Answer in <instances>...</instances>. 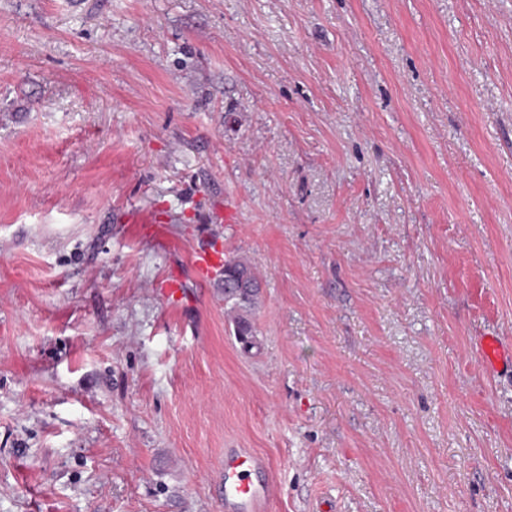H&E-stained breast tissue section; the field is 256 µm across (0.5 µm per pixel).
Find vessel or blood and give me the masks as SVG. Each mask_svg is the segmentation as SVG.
<instances>
[{
  "instance_id": "b4317fda",
  "label": "vessel or blood",
  "mask_w": 512,
  "mask_h": 512,
  "mask_svg": "<svg viewBox=\"0 0 512 512\" xmlns=\"http://www.w3.org/2000/svg\"><path fill=\"white\" fill-rule=\"evenodd\" d=\"M191 265L199 281L221 278L224 270L223 239L214 236L199 244L192 253ZM479 350L486 371H495L500 360L512 361V346L504 345L500 337H481ZM258 464V458L248 451L225 453L223 490L226 512H262L272 494V485L253 479L252 473Z\"/></svg>"
}]
</instances>
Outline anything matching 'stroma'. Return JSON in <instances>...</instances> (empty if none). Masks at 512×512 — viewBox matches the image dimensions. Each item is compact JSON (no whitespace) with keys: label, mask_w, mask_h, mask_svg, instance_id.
Here are the masks:
<instances>
[{"label":"stroma","mask_w":512,"mask_h":512,"mask_svg":"<svg viewBox=\"0 0 512 512\" xmlns=\"http://www.w3.org/2000/svg\"><path fill=\"white\" fill-rule=\"evenodd\" d=\"M488 334L512 0H0V512H222L228 448L263 512H512ZM191 265L196 278L201 282L221 278L223 270L235 279L247 277L250 288H244L239 293L224 288V309L232 314L234 335L239 343L246 349L253 347L257 331L252 314L258 303L260 287L250 262L243 257L224 261V241L214 235L194 249Z\"/></svg>","instance_id":"35a3bbf8"}]
</instances>
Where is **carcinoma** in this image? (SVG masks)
Wrapping results in <instances>:
<instances>
[{
	"mask_svg": "<svg viewBox=\"0 0 512 512\" xmlns=\"http://www.w3.org/2000/svg\"><path fill=\"white\" fill-rule=\"evenodd\" d=\"M224 273L235 279L245 277L249 284L238 293L224 291V308L232 314L234 335L244 348L249 349L255 345L256 328L252 314L260 294L258 279L250 262L243 257L224 261Z\"/></svg>",
	"mask_w": 512,
	"mask_h": 512,
	"instance_id": "obj_1",
	"label": "carcinoma"
}]
</instances>
